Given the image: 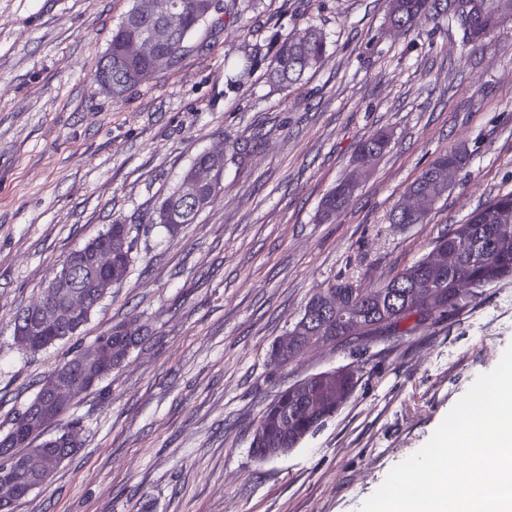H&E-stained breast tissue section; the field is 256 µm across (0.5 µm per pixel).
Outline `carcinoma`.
<instances>
[{"label":"carcinoma","mask_w":512,"mask_h":512,"mask_svg":"<svg viewBox=\"0 0 512 512\" xmlns=\"http://www.w3.org/2000/svg\"><path fill=\"white\" fill-rule=\"evenodd\" d=\"M179 5V23L170 36L158 47V52L176 64L190 50L188 40L193 32L216 11L214 0H174ZM421 16L448 17L462 32L463 41L475 45L483 42L506 20L512 19V0H389L388 20L391 25L409 28ZM161 25V19L134 5L122 18L112 33V60L121 66L112 68V98L121 101L138 86L153 79L157 71L148 58H129L130 44ZM273 56L267 70L268 80L288 88L303 76L319 68L327 52V38L323 31L309 25L275 39ZM257 60L251 55L224 59L225 89L237 92L251 78ZM390 136L379 129L364 137L356 150V162L365 155H382ZM470 154L464 147H457L437 156L415 179L408 192L429 196L436 202L448 194L460 172L468 165ZM207 161L198 155L183 174L179 184L156 207L151 223L175 233L183 224H192L199 215L192 206L184 203L182 189L193 182L198 166ZM224 167L214 171L211 182L198 190L212 206L224 190ZM359 183L357 171L335 186L325 197L319 221L325 222L342 207ZM427 213L405 210L399 206L390 214L393 224H424ZM132 226L112 224V231L99 236H112V269L106 277L108 285L122 282L132 265ZM434 246L444 251L445 268L435 270L425 265V258L416 260L387 283L363 286L349 280L333 286L337 293L346 295L350 307L336 312L326 309L322 299L315 295L305 305L301 318L288 331L294 347L301 350L310 346L309 336H328L339 343L354 342V335L361 333L365 339L397 334L409 336L426 321L444 316L465 307L483 289L512 279V192L498 194L476 210L463 224H457L441 234ZM76 285L97 302L107 293L99 287L90 273L76 275ZM89 317H84L62 332L46 336L29 352L36 353L56 342L71 338L82 331ZM37 314L27 308L15 319L14 335L22 341L24 331L37 325ZM117 323L95 337L94 341L76 351L75 356L99 349L112 352L113 366L124 360L127 350L138 343V338L121 332ZM359 382L358 369L341 366L310 375L281 391L263 410L253 431L250 443L252 456L264 461L287 454L296 448L310 433L322 427L352 397ZM30 407L16 413L10 421L8 432L0 438V457L8 452L34 453L31 445L55 442L58 448H75L80 422L72 420L58 426L60 414L27 427L21 436H14L17 425ZM57 427L53 436L44 435Z\"/></svg>","instance_id":"1"}]
</instances>
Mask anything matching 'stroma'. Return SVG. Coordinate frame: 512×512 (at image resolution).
<instances>
[{"mask_svg":"<svg viewBox=\"0 0 512 512\" xmlns=\"http://www.w3.org/2000/svg\"><path fill=\"white\" fill-rule=\"evenodd\" d=\"M132 4L0 0V435L78 346L120 322L141 338L74 400L79 448L13 512H359L512 345V282L363 351L316 346L281 368L268 350L316 292L389 281L512 191V20L466 45L443 17L390 30L387 0H223L175 66L117 103L96 70ZM309 24L327 37L319 69L284 90L262 63L226 92L225 57L269 54L273 34ZM380 127L387 151L317 223ZM228 138L249 158L227 161L218 200L176 233L152 226L194 159ZM461 146L471 161L426 223H389L429 161ZM116 221L134 227L126 279L81 334L23 351L15 317ZM347 364L362 374L347 405L288 454L254 459L275 395ZM359 183L357 170H353L350 176L335 186L325 197L320 213L319 221L325 222L336 213V209L342 207L356 190Z\"/></svg>","mask_w":512,"mask_h":512,"instance_id":"1","label":"stroma"}]
</instances>
